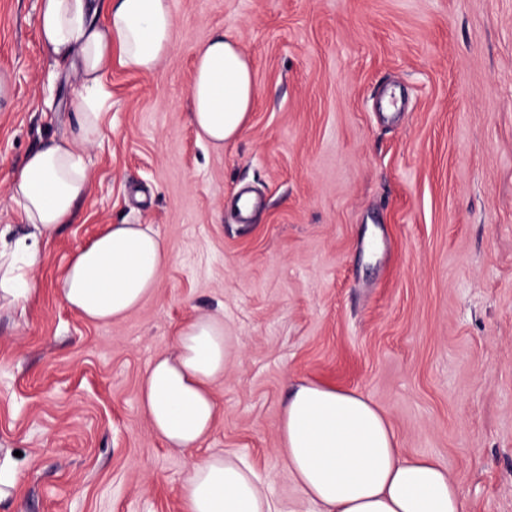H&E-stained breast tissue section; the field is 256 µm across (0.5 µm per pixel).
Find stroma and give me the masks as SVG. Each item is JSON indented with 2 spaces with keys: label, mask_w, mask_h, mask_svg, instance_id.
<instances>
[{
  "label": "stroma",
  "mask_w": 512,
  "mask_h": 512,
  "mask_svg": "<svg viewBox=\"0 0 512 512\" xmlns=\"http://www.w3.org/2000/svg\"><path fill=\"white\" fill-rule=\"evenodd\" d=\"M39 0H0V229L26 156L68 135L67 68L41 50ZM157 71L113 64L105 135L82 146L91 193L0 308V512H182L192 464L230 452L278 512H315L278 458L288 386L362 395L406 455H427L468 512H512V0H170ZM234 38L256 104L224 146L198 141L199 45ZM149 224L173 258L121 321L84 319L58 290L108 225ZM230 356L201 447L153 434L147 365L198 313Z\"/></svg>",
  "instance_id": "35a3bbf8"
}]
</instances>
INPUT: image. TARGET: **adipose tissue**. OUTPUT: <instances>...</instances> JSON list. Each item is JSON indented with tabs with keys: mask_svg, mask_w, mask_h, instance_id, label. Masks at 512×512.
Returning a JSON list of instances; mask_svg holds the SVG:
<instances>
[{
	"mask_svg": "<svg viewBox=\"0 0 512 512\" xmlns=\"http://www.w3.org/2000/svg\"><path fill=\"white\" fill-rule=\"evenodd\" d=\"M106 22H93L96 14ZM37 31L45 54L78 74L71 105L76 124L29 154L11 184V199L31 230L0 245V302L26 300L34 286L25 268L90 190L78 145L103 135L98 98L113 61L153 74L175 29L169 0H40ZM190 122L214 146L240 136L256 100L252 63L232 38L197 49ZM172 253L152 227L115 224L73 257L60 288L85 319L110 323L134 311L158 286ZM224 322L200 313L181 326L169 353L154 358L139 387L140 408L167 447H200L218 406L224 375ZM277 453L302 496L319 512H467L460 487L429 456H406L387 417L361 396L297 381L283 406ZM184 512H277L254 471L224 453L195 462L182 487Z\"/></svg>",
	"mask_w": 512,
	"mask_h": 512,
	"instance_id": "ef3b65f1",
	"label": "adipose tissue"
}]
</instances>
